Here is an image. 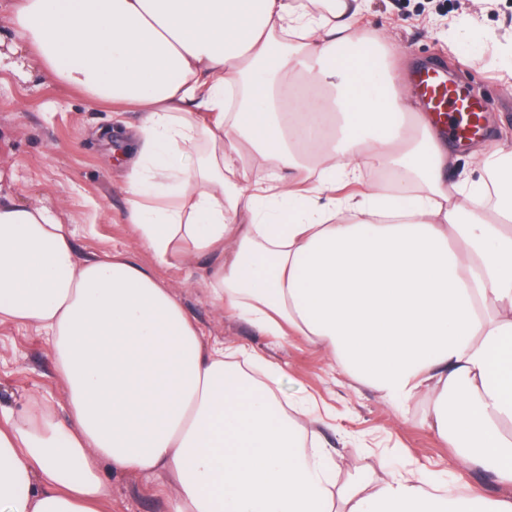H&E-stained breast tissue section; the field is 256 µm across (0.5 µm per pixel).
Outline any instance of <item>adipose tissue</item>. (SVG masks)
<instances>
[{"instance_id":"adipose-tissue-1","label":"adipose tissue","mask_w":512,"mask_h":512,"mask_svg":"<svg viewBox=\"0 0 512 512\" xmlns=\"http://www.w3.org/2000/svg\"><path fill=\"white\" fill-rule=\"evenodd\" d=\"M0 0L18 52L91 107L138 112L127 221L153 266L80 257L52 209L0 199V324L50 343L67 414L0 407V512H103L102 465L174 480L170 512H512L400 474L333 489L280 369L205 342L154 272L211 260L214 302L300 336L512 485V153L466 184L395 81L365 0ZM260 164L266 175L247 180ZM390 172L339 195L364 169Z\"/></svg>"}]
</instances>
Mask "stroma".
Wrapping results in <instances>:
<instances>
[{
    "label": "stroma",
    "instance_id": "1",
    "mask_svg": "<svg viewBox=\"0 0 512 512\" xmlns=\"http://www.w3.org/2000/svg\"><path fill=\"white\" fill-rule=\"evenodd\" d=\"M361 26L388 36L402 78L417 67L445 68L449 79L471 86L486 104V139L512 151V58L498 45L512 37V0H366ZM135 112L91 108L83 97L36 70L0 71V188L17 201L54 209L73 232L80 255L124 253L152 265L125 221L122 183L126 164L114 145ZM158 278L177 295L206 340L253 348L283 370L277 392L309 400L329 416L319 433L336 453L337 485L368 483L414 471L448 478L449 488L481 487L511 497L512 485L484 469L456 463L423 422L425 396L399 412L351 379L326 353L301 337L280 342L214 303L199 265L158 267ZM65 414L67 395L55 376L54 355L41 332L0 324V404L21 407L29 398ZM112 488L108 512H168L174 493L168 474L144 478L103 467Z\"/></svg>",
    "mask_w": 512,
    "mask_h": 512
}]
</instances>
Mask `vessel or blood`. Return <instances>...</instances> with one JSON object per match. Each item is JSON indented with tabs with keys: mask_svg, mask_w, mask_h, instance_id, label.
Wrapping results in <instances>:
<instances>
[{
	"mask_svg": "<svg viewBox=\"0 0 512 512\" xmlns=\"http://www.w3.org/2000/svg\"><path fill=\"white\" fill-rule=\"evenodd\" d=\"M422 97L437 122L448 126L455 140L481 135L484 113L479 97L449 85L446 71L427 69L419 75Z\"/></svg>",
	"mask_w": 512,
	"mask_h": 512,
	"instance_id": "vessel-or-blood-1",
	"label": "vessel or blood"
}]
</instances>
